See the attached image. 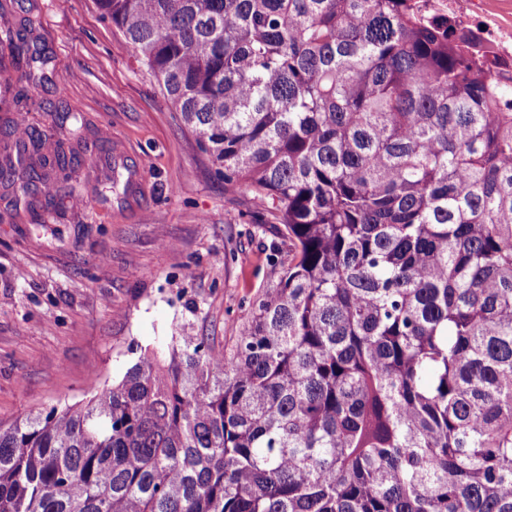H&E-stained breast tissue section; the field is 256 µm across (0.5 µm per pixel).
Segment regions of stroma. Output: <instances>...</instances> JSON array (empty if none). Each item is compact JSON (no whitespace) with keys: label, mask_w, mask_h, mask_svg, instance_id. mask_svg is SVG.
<instances>
[{"label":"stroma","mask_w":512,"mask_h":512,"mask_svg":"<svg viewBox=\"0 0 512 512\" xmlns=\"http://www.w3.org/2000/svg\"><path fill=\"white\" fill-rule=\"evenodd\" d=\"M0 4L17 21L37 16L55 63L44 82L13 84L22 99L0 112V163L17 117L67 153L85 138L97 158L69 172L84 206L40 196L15 223H0V422L8 424L86 401L91 377L119 382L136 349L163 350L175 326L230 349L251 302L277 278L272 249L288 241L248 188L225 190L93 0ZM67 111L87 121L81 134L60 123ZM126 169L139 171V183L111 187L107 175Z\"/></svg>","instance_id":"stroma-1"}]
</instances>
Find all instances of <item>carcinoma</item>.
Segmentation results:
<instances>
[{
	"label": "carcinoma",
	"mask_w": 512,
	"mask_h": 512,
	"mask_svg": "<svg viewBox=\"0 0 512 512\" xmlns=\"http://www.w3.org/2000/svg\"><path fill=\"white\" fill-rule=\"evenodd\" d=\"M288 239L230 352L173 336L0 422V512H512V87L407 0H94ZM35 22L0 25L34 83ZM0 180L52 196L17 120Z\"/></svg>",
	"instance_id": "cac0c4a2"
}]
</instances>
